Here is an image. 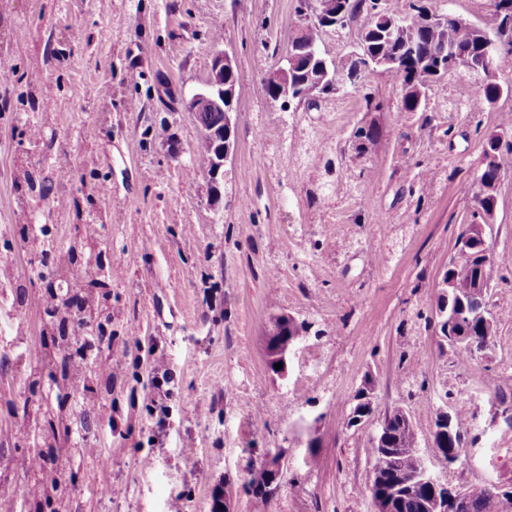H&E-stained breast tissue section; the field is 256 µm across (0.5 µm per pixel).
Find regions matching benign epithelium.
I'll return each mask as SVG.
<instances>
[{
  "label": "benign epithelium",
  "mask_w": 512,
  "mask_h": 512,
  "mask_svg": "<svg viewBox=\"0 0 512 512\" xmlns=\"http://www.w3.org/2000/svg\"><path fill=\"white\" fill-rule=\"evenodd\" d=\"M316 14L324 18L329 28L352 27L349 21L348 2L346 0H318ZM308 16L299 15V23L295 26L290 44L285 52L282 64L272 68L266 74L264 80V93L266 98L280 105L284 112L298 110L303 106V100H317L324 90L329 88H343L356 77L362 76L374 70V62L362 52L364 33L358 32V39L352 46L347 56L355 62V69L336 70L325 67L317 74L308 78L304 84L298 83L296 67L306 57L315 55L313 46L306 40ZM405 21L424 27L434 33H439L446 25L447 17L431 10L422 0H415L411 8V15ZM488 38L489 44L485 56L477 61L469 62L468 69L481 72H489L493 69L495 57L502 51L512 48V24L495 21L492 31L482 30ZM448 59V47L442 45L439 51L429 58L422 60L418 69V77L415 83L409 86H401V93L414 95L421 99L427 95L428 89L448 78V69L444 68V60ZM238 85L236 61L233 55L223 49L215 50L210 65L208 76L199 90L191 96L182 99L184 110L189 112L197 125L200 136L214 141L216 149L213 152L206 168L208 179V195L212 205H217L221 199L218 188L219 180L224 177L225 168L233 158L235 151L234 114L236 107V89ZM213 111L224 113V127L216 129L207 127L203 120ZM500 179H495L482 186V191L475 196L474 210L483 219L479 224L468 225L467 233L461 239L462 248L458 255L467 256L475 253V256L486 261L492 259L487 246V230L495 224L496 206L492 200L497 198ZM488 287L479 280L469 285H459L443 276L441 280V293L439 294L434 322L440 330V336L449 338V343L457 347H465L473 354H480L490 346V336L494 335L495 320L487 308ZM464 307L470 315L481 321L489 338L481 344H476L471 339L459 335L456 327L458 307ZM293 319L288 316H278L274 319L269 337L272 338L268 349L269 359L279 363H286L287 354L293 349V339L288 336ZM376 397V388L369 383H364L360 388L358 403L360 408L353 418V423L359 425L363 422H372L371 411ZM439 419L435 432L442 439L455 437L457 429L454 425L453 415L448 413V408L441 407L438 410ZM387 438L382 430H377L371 439V447L384 445L385 449L375 458L373 471L403 470L405 465L401 457L394 449L386 446ZM413 480L433 488L431 498L424 503L425 512H466L471 508L467 491L451 488L442 483L429 469L425 459L418 457L415 468L412 469Z\"/></svg>",
  "instance_id": "obj_1"
}]
</instances>
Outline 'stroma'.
Instances as JSON below:
<instances>
[{
	"label": "stroma",
	"instance_id": "obj_1",
	"mask_svg": "<svg viewBox=\"0 0 512 512\" xmlns=\"http://www.w3.org/2000/svg\"><path fill=\"white\" fill-rule=\"evenodd\" d=\"M297 0H0V485L33 512L39 450L18 424H42L59 391L42 375L55 323L31 297L50 262L93 241L105 256L111 392L85 442L69 433L57 457L66 493L56 512H95L100 475L91 443L112 461V512H212L230 484L252 512L248 482L268 450L284 478L268 512H375L372 425L347 426L354 396L377 379L375 417L410 414L442 482L512 486V166L501 176L491 247L499 277L488 304L497 331L462 362L434 327L439 282L471 223L469 192L487 138L512 141V95L471 111L482 76L434 86L425 109L400 108L385 71L320 117L343 153L350 190L308 204L317 153L297 156L294 124L265 97L258 55L275 64ZM238 69L237 149L219 206L208 199L196 124L179 105L202 87L216 48ZM376 125L365 172L349 136ZM179 158H171L170 146ZM46 226V239L31 229ZM27 302L18 303L15 285ZM311 333L272 370L276 316ZM465 414L455 465L434 457L437 408Z\"/></svg>",
	"mask_w": 512,
	"mask_h": 512
}]
</instances>
